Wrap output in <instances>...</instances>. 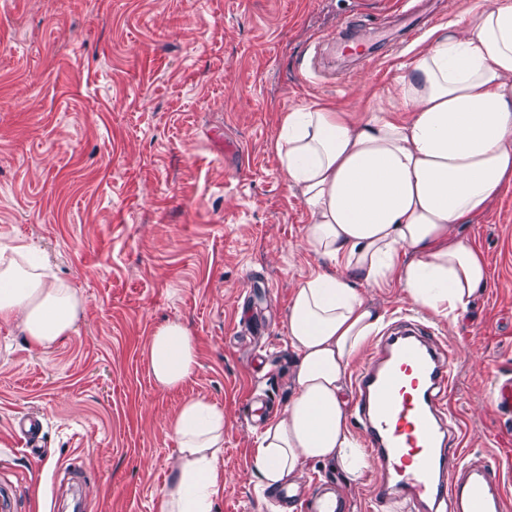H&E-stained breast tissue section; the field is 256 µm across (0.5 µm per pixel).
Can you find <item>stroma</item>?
<instances>
[{"label": "stroma", "instance_id": "1", "mask_svg": "<svg viewBox=\"0 0 512 512\" xmlns=\"http://www.w3.org/2000/svg\"><path fill=\"white\" fill-rule=\"evenodd\" d=\"M389 0H0V249L29 244L83 301L77 330L48 350L0 324V490L12 512H160L178 407L224 408V478L213 512H280L255 464L264 428L249 393L284 410L294 355L288 306L320 260L307 211L274 151L294 105L326 101L367 118L421 37ZM369 39L341 58L339 25ZM490 280L450 327L400 288L365 289L385 323L406 313L453 351L452 410L466 462L512 454L492 402L512 377V187L460 228ZM177 319L199 367L154 381L153 331ZM38 415L41 455L13 433ZM370 467L309 463L297 484L330 483L350 512L375 506Z\"/></svg>", "mask_w": 512, "mask_h": 512}]
</instances>
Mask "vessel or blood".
<instances>
[{"label":"vessel or blood","instance_id":"obj_1","mask_svg":"<svg viewBox=\"0 0 512 512\" xmlns=\"http://www.w3.org/2000/svg\"><path fill=\"white\" fill-rule=\"evenodd\" d=\"M450 357L427 326L402 319L359 369L353 416L385 476L373 484L371 498L401 503L405 512H512L502 461L455 460L461 432L448 407ZM493 395L498 413L512 416V378L500 380ZM300 512H345V505L315 494L301 499Z\"/></svg>","mask_w":512,"mask_h":512}]
</instances>
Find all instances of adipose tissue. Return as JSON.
Listing matches in <instances>:
<instances>
[{
  "instance_id": "adipose-tissue-1",
  "label": "adipose tissue",
  "mask_w": 512,
  "mask_h": 512,
  "mask_svg": "<svg viewBox=\"0 0 512 512\" xmlns=\"http://www.w3.org/2000/svg\"><path fill=\"white\" fill-rule=\"evenodd\" d=\"M437 28L396 80L395 102L353 121L326 102L285 112L275 151L308 212L304 243L322 265L295 288L288 345L293 395L259 437L264 485L280 488L313 461L347 475L368 459L353 433L344 393L350 364L382 322L362 287L400 286L420 309L457 325L489 273L459 236L512 185V0L465 12ZM410 113L406 122L393 112ZM28 246L0 253V322L50 348L76 329L83 304ZM155 382L173 389L199 365L181 321L159 325L149 342ZM172 430L178 456L160 512H212L223 477L224 409L184 402Z\"/></svg>"
}]
</instances>
